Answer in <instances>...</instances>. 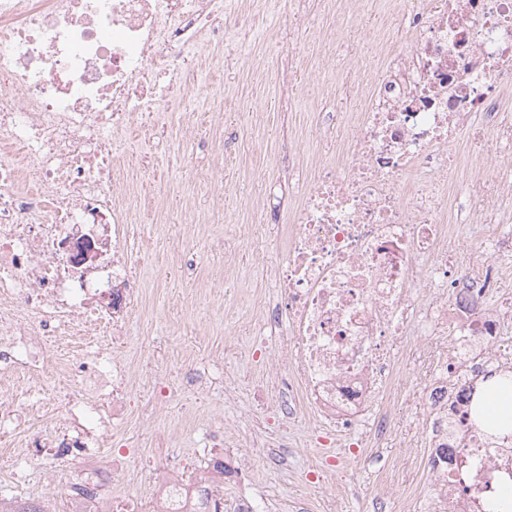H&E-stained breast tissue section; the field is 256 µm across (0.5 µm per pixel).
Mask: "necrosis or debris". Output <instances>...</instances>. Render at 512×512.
<instances>
[{"mask_svg": "<svg viewBox=\"0 0 512 512\" xmlns=\"http://www.w3.org/2000/svg\"><path fill=\"white\" fill-rule=\"evenodd\" d=\"M227 0H0V446L13 456L87 462L64 487L71 512H214L223 478L242 485L238 512H260L244 461L186 478L165 433L149 497L116 491L120 469L97 466L102 435L124 425L135 367L114 355L142 283L129 257L130 131H153L214 87L189 93L184 67L222 39ZM383 55L353 112L322 113L345 135L312 155L309 188L281 232L261 312L270 351L267 411L246 444L302 417L316 439L337 433L380 446L396 429L391 401L405 338L424 317L423 401L435 487L430 512H488L512 482V439L489 444L471 422L469 385L492 364L512 323V226L454 193L475 135L495 124V93L512 86V0H424ZM487 239L477 273L449 251L456 229ZM438 289L422 303L425 289ZM457 344L444 347L446 337Z\"/></svg>", "mask_w": 512, "mask_h": 512, "instance_id": "4bbe7bcc", "label": "necrosis or debris"}]
</instances>
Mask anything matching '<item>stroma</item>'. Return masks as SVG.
I'll return each instance as SVG.
<instances>
[{
  "mask_svg": "<svg viewBox=\"0 0 512 512\" xmlns=\"http://www.w3.org/2000/svg\"><path fill=\"white\" fill-rule=\"evenodd\" d=\"M390 0H252L248 17L266 40L244 49L233 37L205 47L195 68L208 71L219 94L195 112H171L168 150L150 144L130 161L128 193L138 260L148 278L142 304L148 316L128 326L124 356L148 364L160 383L173 364L231 372L232 389L215 385L203 400L172 396L161 408L135 410L108 443L112 455L129 453L133 463L118 487L148 493L157 474L148 466L158 454L154 428L174 423L186 474L212 466L217 452L241 454L227 439L223 449L204 447L198 430L230 422L246 428L259 407L255 389L266 378L269 357L255 319L272 292L266 269L281 250L275 238L255 245L250 235L260 210H271L265 190L274 157L315 145L332 148L336 133L316 126L317 112H350L362 100L363 72L375 68L362 41L385 30L402 42L399 21L385 15ZM265 62L255 79L244 54ZM189 142L193 159L173 150ZM193 265L179 262V255ZM166 337L164 348L151 337ZM425 379L414 362L402 367V384L392 403L399 428L380 447H354L337 436L333 446L313 442V424L299 420L285 437L287 460L268 453L252 459L251 482L268 512H365L370 495L382 491L406 502L410 512H427L434 494L421 465L427 450L422 427ZM0 495L36 497L47 512H67L61 489L52 488L45 462L0 461Z\"/></svg>",
  "mask_w": 512,
  "mask_h": 512,
  "instance_id": "1",
  "label": "stroma"
}]
</instances>
